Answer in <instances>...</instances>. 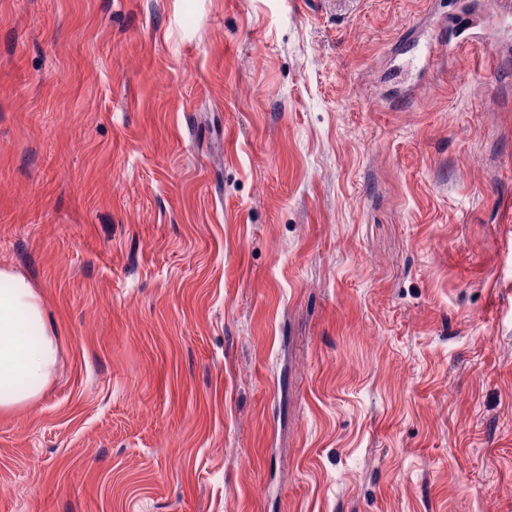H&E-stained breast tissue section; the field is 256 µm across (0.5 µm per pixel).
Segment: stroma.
<instances>
[{"instance_id": "obj_1", "label": "stroma", "mask_w": 512, "mask_h": 512, "mask_svg": "<svg viewBox=\"0 0 512 512\" xmlns=\"http://www.w3.org/2000/svg\"><path fill=\"white\" fill-rule=\"evenodd\" d=\"M0 268V512H512V18L0 0ZM29 336L38 338L31 342ZM54 363L40 296L25 278L0 269V411L36 397L49 383Z\"/></svg>"}]
</instances>
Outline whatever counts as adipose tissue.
Wrapping results in <instances>:
<instances>
[{"label": "adipose tissue", "instance_id": "obj_1", "mask_svg": "<svg viewBox=\"0 0 512 512\" xmlns=\"http://www.w3.org/2000/svg\"><path fill=\"white\" fill-rule=\"evenodd\" d=\"M54 363L55 344L40 296L25 278L0 269V411L36 397Z\"/></svg>", "mask_w": 512, "mask_h": 512}]
</instances>
